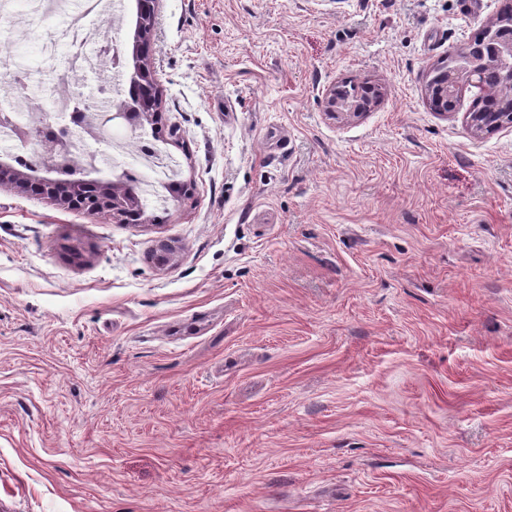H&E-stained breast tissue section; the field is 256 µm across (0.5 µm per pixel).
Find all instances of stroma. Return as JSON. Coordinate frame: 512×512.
<instances>
[{
    "mask_svg": "<svg viewBox=\"0 0 512 512\" xmlns=\"http://www.w3.org/2000/svg\"><path fill=\"white\" fill-rule=\"evenodd\" d=\"M503 2L160 0L193 196L135 226L0 188V512H512V125L424 90ZM80 9L0 14L29 123L123 97L56 80ZM367 77L371 112H324ZM136 148L74 152L142 180Z\"/></svg>",
    "mask_w": 512,
    "mask_h": 512,
    "instance_id": "35a3bbf8",
    "label": "stroma"
}]
</instances>
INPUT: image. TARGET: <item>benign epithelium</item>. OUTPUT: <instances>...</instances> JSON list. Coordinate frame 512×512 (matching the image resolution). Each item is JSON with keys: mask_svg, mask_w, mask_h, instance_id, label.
<instances>
[{"mask_svg": "<svg viewBox=\"0 0 512 512\" xmlns=\"http://www.w3.org/2000/svg\"><path fill=\"white\" fill-rule=\"evenodd\" d=\"M140 3V30L131 48L130 81L144 87L147 96L140 105H125L115 113L132 129L151 124L161 115L151 57L159 0H140ZM486 35L494 41L490 55L475 59L468 53L469 46L466 45L457 64L447 70L445 77H431L425 84L431 103L439 107V111L450 114L456 111L461 87L478 89V97L493 111L467 113V123L477 136L493 133L512 122V76L497 83H488L484 79L485 70L491 67L512 72V18L497 14L486 27ZM369 108V103L342 94L336 85L328 88L324 95V112L337 119L358 118ZM79 131L93 132V122L85 108L71 113L64 123L46 122L23 129L27 139L48 144L50 148L35 163L21 159L16 165L0 166V186L6 185L19 194L47 199L63 210L82 211L91 216L105 215L118 224L128 223L131 200L136 196L131 182L124 177L92 181L83 169L65 161Z\"/></svg>", "mask_w": 512, "mask_h": 512, "instance_id": "benign-epithelium-1", "label": "benign epithelium"}]
</instances>
